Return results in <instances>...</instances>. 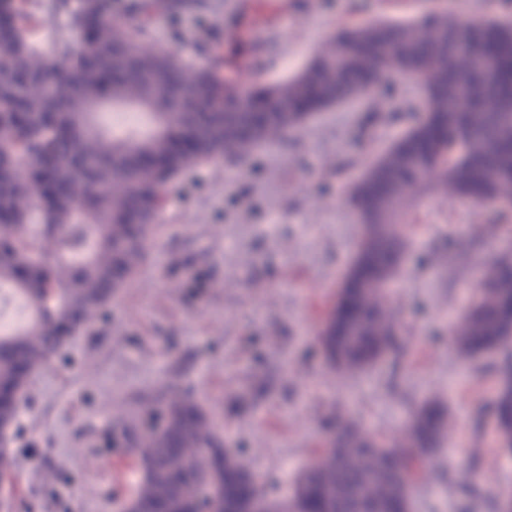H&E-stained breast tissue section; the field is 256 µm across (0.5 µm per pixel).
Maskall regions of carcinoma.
I'll return each instance as SVG.
<instances>
[{
  "label": "carcinoma",
  "mask_w": 512,
  "mask_h": 512,
  "mask_svg": "<svg viewBox=\"0 0 512 512\" xmlns=\"http://www.w3.org/2000/svg\"><path fill=\"white\" fill-rule=\"evenodd\" d=\"M252 8L236 0L225 20L238 44ZM211 10L210 0H0V278L34 312L24 330L0 336V388H26L65 337L103 312L144 262L182 175L221 158L240 167L386 74H421L428 95L348 188L360 240L319 329L336 376L361 377L398 350L394 286L411 260L457 274L443 252L418 253L416 225L448 223L447 206L512 203V20L433 10L347 25L293 74L242 88L212 28L181 39L206 53L203 63L159 45L156 14L174 23ZM45 19L60 25L38 43L33 30ZM461 27L477 54L451 53L449 34ZM483 63L499 76L477 83L481 107L448 109V98L471 93L461 83ZM109 102L145 112L150 129L103 132L94 114ZM470 288L467 309L448 320L451 346L463 362L504 353L494 407L498 435L512 445V250L474 264ZM166 411V424L139 438L141 474L121 512L134 500L141 512H187L204 488L213 512H240L248 484L266 512H405L420 484L445 478L459 485L466 512H503V494L473 486L470 470L448 478L427 467L454 439L435 399L416 403L392 436L336 412L328 448L295 474L286 499L267 496L202 404L174 394Z\"/></svg>",
  "instance_id": "carcinoma-1"
}]
</instances>
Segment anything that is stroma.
Wrapping results in <instances>:
<instances>
[{"mask_svg":"<svg viewBox=\"0 0 512 512\" xmlns=\"http://www.w3.org/2000/svg\"><path fill=\"white\" fill-rule=\"evenodd\" d=\"M311 2L307 12L253 2V22L273 21L286 36L274 50L285 70L295 71L345 23L435 9L512 19V0H410L399 10L382 0ZM390 88L400 111L335 106L243 167L217 160L174 184L138 272L27 385L10 449L14 512H118L137 463L113 427L122 419L142 432L162 425L164 396L173 391L193 395L218 419L225 443L251 455L274 497L323 448L324 417L346 406L366 427L388 433L431 396L447 407L456 435L434 466H468L480 489L512 490V453L500 445L489 410L499 357L464 364L440 335L443 318L469 297L464 276L447 281L411 267L399 285L410 331L402 355L368 379H336L317 343L360 237L345 187L412 122L417 87L396 79ZM339 159L352 165L338 176L329 168ZM453 219L455 232L444 241L435 228L417 226L420 249L440 244L468 266L512 246V220L497 240L476 244L473 227L484 214L463 209ZM475 446L483 457L474 466L468 450ZM463 504L457 485L432 484L416 492L413 512H463Z\"/></svg>","mask_w":512,"mask_h":512,"instance_id":"1","label":"stroma"}]
</instances>
